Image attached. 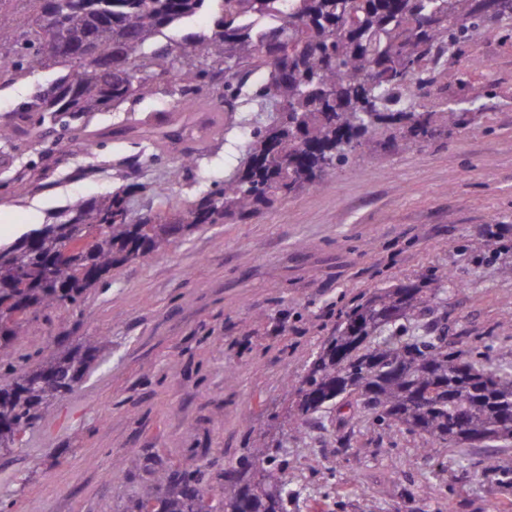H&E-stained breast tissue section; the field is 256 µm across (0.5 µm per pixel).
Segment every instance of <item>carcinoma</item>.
<instances>
[{"instance_id":"cac0c4a2","label":"carcinoma","mask_w":512,"mask_h":512,"mask_svg":"<svg viewBox=\"0 0 512 512\" xmlns=\"http://www.w3.org/2000/svg\"><path fill=\"white\" fill-rule=\"evenodd\" d=\"M37 2L39 12L25 31L0 12V81L7 73L26 77L45 68V49L55 42L77 49L89 42L91 58L53 57L65 74L14 109L39 113L28 126L30 137L39 136L47 122L66 126L157 91L176 98L175 111L194 112L207 105L204 87L238 97L261 69L268 76L252 96L282 108L275 125L254 131L244 170L192 203L176 224L132 216L129 197L144 186L131 182L112 195L75 201L40 236L23 237L15 244L22 257L14 269L51 282L19 299L34 310L78 304L115 267L161 254L177 236L216 223L219 214L246 218L305 184L332 180L336 168L381 127L416 141L437 123L461 128L472 121L455 107L419 112L403 91L409 79L420 90L431 87L434 57L449 46L459 52L474 39L484 18L482 0H71L58 27L44 21L47 0ZM205 11L214 13L209 32L167 34ZM159 37L166 43L156 45ZM116 54L122 55V70L136 78L130 86L102 70ZM329 86L336 88L334 102L324 96ZM78 224L104 225L80 260L60 252ZM14 269L0 267V281L14 279ZM453 286L442 273L422 284L385 288L353 308L305 375L291 381L296 398L288 431L345 401L363 420L400 427L428 444L511 449L512 352L490 364L479 349L460 348L436 334L428 320L448 302ZM23 333L24 320L0 309V340ZM97 350L90 341L63 354H44L34 365L0 358V449L76 391ZM286 454L280 441L240 455L228 468L222 509L288 512L298 493L288 488ZM151 474L123 512H145L150 501L153 512H191V491L198 486L206 492L196 459Z\"/></svg>"}]
</instances>
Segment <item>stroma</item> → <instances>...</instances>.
<instances>
[{
    "instance_id": "stroma-1",
    "label": "stroma",
    "mask_w": 512,
    "mask_h": 512,
    "mask_svg": "<svg viewBox=\"0 0 512 512\" xmlns=\"http://www.w3.org/2000/svg\"><path fill=\"white\" fill-rule=\"evenodd\" d=\"M424 110L474 116L416 142L378 129L334 181L305 185L273 206L227 216L175 238L162 255L113 269L75 306L26 316L0 358L101 349L80 388L56 401L18 448L0 457V512H121L149 479L147 459H200L221 489L243 449L272 440L294 400L287 376L305 374L345 313L378 289L447 271L448 334L491 359L512 349V19H487L461 54L443 56ZM157 93L92 112L70 129L0 142V248L56 222L73 201L127 183L122 162L143 159L134 215L176 221L244 167L253 129L279 107L242 95L224 134L190 140L197 164L173 149L120 136L170 111ZM288 512H512V450L473 471L478 448L424 447L398 428L335 413L289 435ZM430 485L435 494L422 501Z\"/></svg>"
}]
</instances>
